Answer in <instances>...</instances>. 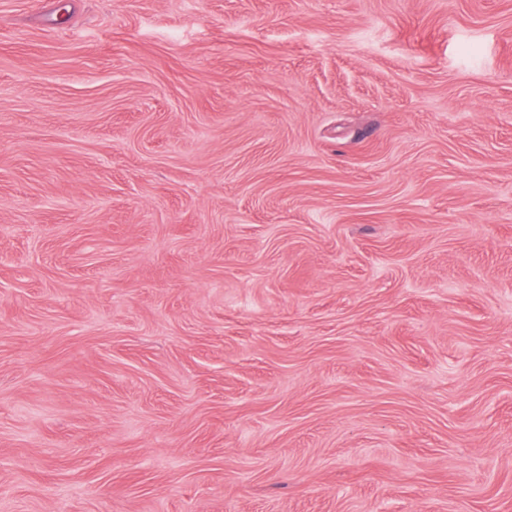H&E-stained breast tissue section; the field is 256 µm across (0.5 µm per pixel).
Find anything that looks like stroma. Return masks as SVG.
Returning a JSON list of instances; mask_svg holds the SVG:
<instances>
[{"instance_id": "35a3bbf8", "label": "stroma", "mask_w": 512, "mask_h": 512, "mask_svg": "<svg viewBox=\"0 0 512 512\" xmlns=\"http://www.w3.org/2000/svg\"><path fill=\"white\" fill-rule=\"evenodd\" d=\"M0 512H512V0H0Z\"/></svg>"}]
</instances>
